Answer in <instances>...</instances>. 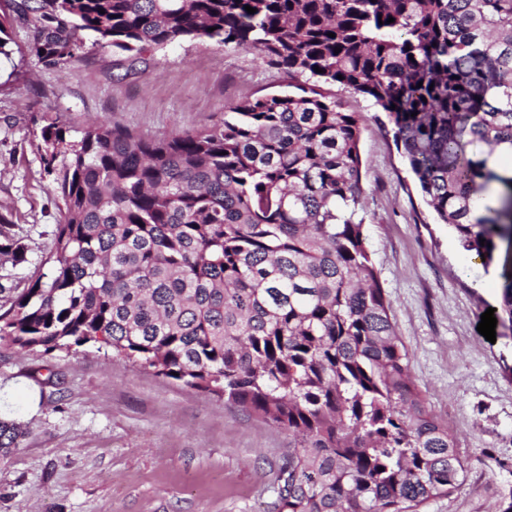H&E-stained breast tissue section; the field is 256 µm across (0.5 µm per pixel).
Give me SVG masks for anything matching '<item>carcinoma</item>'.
I'll list each match as a JSON object with an SVG mask.
<instances>
[{"label": "carcinoma", "mask_w": 512, "mask_h": 512, "mask_svg": "<svg viewBox=\"0 0 512 512\" xmlns=\"http://www.w3.org/2000/svg\"><path fill=\"white\" fill-rule=\"evenodd\" d=\"M16 12L47 64L73 58L84 31L133 62L189 39L253 49L288 84L162 137L44 126L62 220L47 271L0 313V342L90 345L295 434L274 512H418L452 493L465 464L411 377L360 216L361 116L328 87L386 112L440 223L507 263L512 175L489 156L512 158V0H21ZM474 141L488 152L468 154ZM494 184L499 205L474 217ZM28 251L0 224L1 256L18 265ZM23 436L0 419V457Z\"/></svg>", "instance_id": "carcinoma-1"}]
</instances>
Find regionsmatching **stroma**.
Here are the masks:
<instances>
[{"label": "stroma", "instance_id": "1", "mask_svg": "<svg viewBox=\"0 0 512 512\" xmlns=\"http://www.w3.org/2000/svg\"><path fill=\"white\" fill-rule=\"evenodd\" d=\"M0 57V220L30 247L0 255V306L27 288L61 221L56 184L36 150L58 120L71 136L99 120L149 137L193 130L235 103L285 89L252 51L179 41L129 67L92 33L68 62L30 50L22 21ZM362 116L360 152L369 249L411 374L447 421L465 463L461 484L420 512H505L512 505V326L487 341L477 326L501 304L512 263L484 265L437 223L385 112L341 86ZM0 415L19 423L0 458V512H270L276 477L296 448L274 424L216 396L84 346L21 352L0 344Z\"/></svg>", "mask_w": 512, "mask_h": 512}]
</instances>
